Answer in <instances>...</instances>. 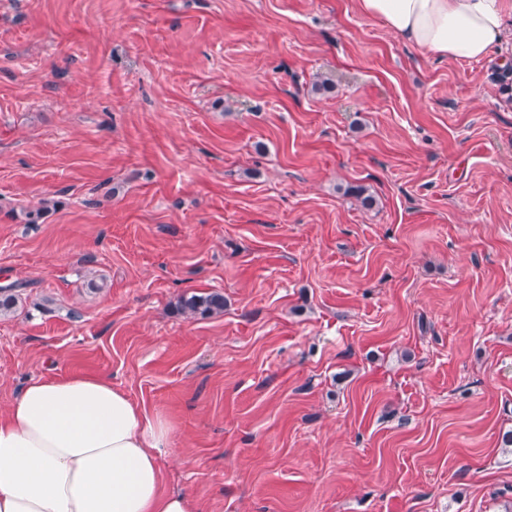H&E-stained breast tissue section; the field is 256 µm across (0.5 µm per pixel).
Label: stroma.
Segmentation results:
<instances>
[{"mask_svg": "<svg viewBox=\"0 0 512 512\" xmlns=\"http://www.w3.org/2000/svg\"><path fill=\"white\" fill-rule=\"evenodd\" d=\"M509 84L512 17L459 62L356 0H0V414L107 377L200 512H505ZM224 309V296L218 293L208 294L206 296L193 295L188 298H182L179 301V310L183 314L194 315L200 313L206 315Z\"/></svg>", "mask_w": 512, "mask_h": 512, "instance_id": "obj_1", "label": "stroma"}]
</instances>
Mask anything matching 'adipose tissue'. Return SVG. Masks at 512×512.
<instances>
[{"instance_id": "obj_1", "label": "adipose tissue", "mask_w": 512, "mask_h": 512, "mask_svg": "<svg viewBox=\"0 0 512 512\" xmlns=\"http://www.w3.org/2000/svg\"><path fill=\"white\" fill-rule=\"evenodd\" d=\"M398 38L454 61L486 58L512 0H356ZM172 429L96 375L37 379L0 416V512H195L160 466Z\"/></svg>"}]
</instances>
